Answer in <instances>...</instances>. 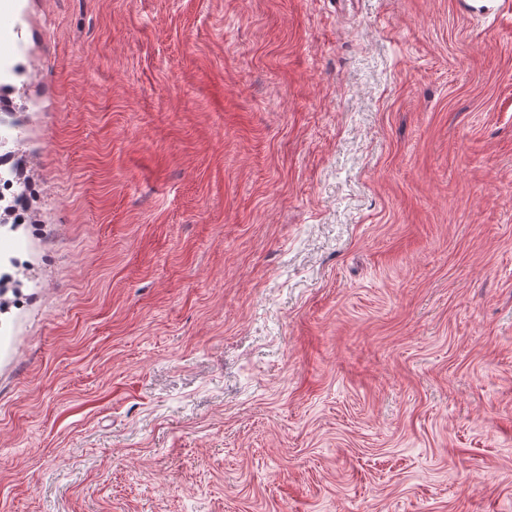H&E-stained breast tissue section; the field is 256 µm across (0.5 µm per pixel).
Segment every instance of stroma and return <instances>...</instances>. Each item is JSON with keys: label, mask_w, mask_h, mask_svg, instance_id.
Listing matches in <instances>:
<instances>
[{"label": "stroma", "mask_w": 512, "mask_h": 512, "mask_svg": "<svg viewBox=\"0 0 512 512\" xmlns=\"http://www.w3.org/2000/svg\"><path fill=\"white\" fill-rule=\"evenodd\" d=\"M0 1V512H512V0ZM20 153V148L16 147L0 154V167L6 173L4 181L0 184V215L1 212L10 214L9 223L6 224H34L36 222L30 211L27 197L31 190L39 192L40 188L31 183L20 187L19 178H16V173H12V167L18 163Z\"/></svg>", "instance_id": "obj_1"}]
</instances>
